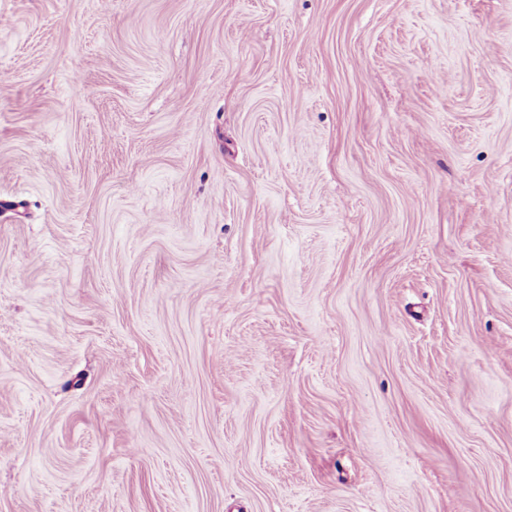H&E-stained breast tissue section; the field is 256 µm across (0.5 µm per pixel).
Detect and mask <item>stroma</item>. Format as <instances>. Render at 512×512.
<instances>
[{
    "mask_svg": "<svg viewBox=\"0 0 512 512\" xmlns=\"http://www.w3.org/2000/svg\"><path fill=\"white\" fill-rule=\"evenodd\" d=\"M0 512H512V0H0Z\"/></svg>",
    "mask_w": 512,
    "mask_h": 512,
    "instance_id": "obj_1",
    "label": "stroma"
}]
</instances>
